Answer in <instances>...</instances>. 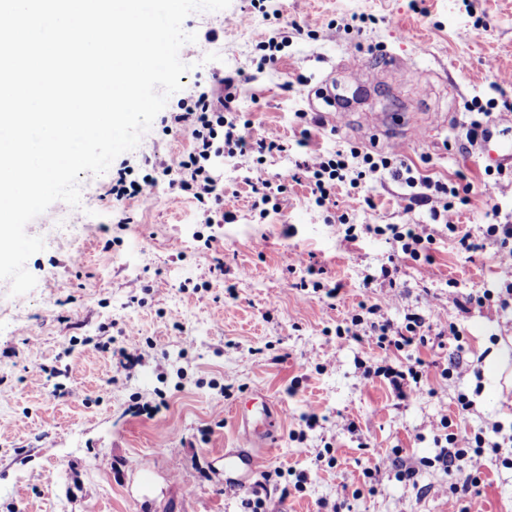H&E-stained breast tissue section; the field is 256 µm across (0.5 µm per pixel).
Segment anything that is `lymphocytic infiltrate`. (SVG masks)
Returning a JSON list of instances; mask_svg holds the SVG:
<instances>
[{"label":"lymphocytic infiltrate","mask_w":512,"mask_h":512,"mask_svg":"<svg viewBox=\"0 0 512 512\" xmlns=\"http://www.w3.org/2000/svg\"><path fill=\"white\" fill-rule=\"evenodd\" d=\"M198 109L194 112L176 114L173 122L176 127L187 129L191 137V146L186 155L178 159L152 162L151 175L142 181L129 182L118 177L112 185L116 197L151 198L159 186L160 180H167L170 187L192 193L203 207L205 223H232L231 214L225 213L222 206V191L214 174L213 162L219 157H233L249 152L265 153L284 151L285 146L278 133L268 130L260 137H252L238 125L228 120L220 108L215 106L214 91L210 88L199 90ZM299 147L308 151L307 157L298 162L297 167L307 177L311 194L318 206H326L336 195L337 184H345L359 189L367 177H390L401 191L398 201L403 210L417 206L430 209L433 221L444 224L446 230L457 239L461 252L470 253L481 249L483 241L496 244L497 263L512 270V223L502 220L501 203H493L491 211L497 221L483 225L481 238H474L470 232L461 230L454 221L453 197L459 196L455 186L417 176L413 168L400 159L397 151L373 153L357 148L336 150L333 152L309 151L308 137H301ZM374 231L387 236L401 252L398 260L382 265L377 274L365 277L364 287L374 283L386 284L387 291L381 301L361 305L359 313L346 321L344 328L338 329V339L372 336L376 345L383 351L403 350L414 343H428L429 336L424 318L416 313L405 316L404 326H395L384 317V306L390 305L398 297L397 280L402 272L404 261H420L427 257L434 235L425 224H388L375 226ZM365 378L384 377L399 398L405 399L416 394L421 384L427 380V371L417 369L413 364L392 366L382 362L365 367ZM441 434L433 441L438 449L436 463L447 473L450 489L470 491L481 483L480 472L473 466V460L485 453L499 454L501 446L490 440L486 431H452V423L442 420Z\"/></svg>","instance_id":"f902f5d3"}]
</instances>
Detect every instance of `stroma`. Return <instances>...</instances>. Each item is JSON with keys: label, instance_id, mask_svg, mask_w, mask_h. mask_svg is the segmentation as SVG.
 Returning <instances> with one entry per match:
<instances>
[{"label": "stroma", "instance_id": "35a3bbf8", "mask_svg": "<svg viewBox=\"0 0 512 512\" xmlns=\"http://www.w3.org/2000/svg\"><path fill=\"white\" fill-rule=\"evenodd\" d=\"M251 10L250 0H231L227 11L185 19L197 40L179 53L191 66L181 90L133 151L104 174L80 173V208L62 201L49 208L56 224L81 216L79 239L47 237L38 217L27 224L45 243L26 263L37 284L14 296L0 280V512H246L247 495L235 488L240 474L225 470L224 453L240 449L234 407L255 392L286 414L275 439L252 450L267 512H329L341 487L349 512H465L469 494L448 490L447 474L430 463L442 417L454 416L458 393L478 386L462 428L498 423L502 437L512 436V312L460 310L467 296L506 279L495 244L467 256L441 228L433 264L407 262L399 302L385 317L458 321L466 336L459 348L431 342L391 353L395 366L417 358L458 365L457 377L433 375L401 400L387 379L362 376V364L381 355L374 338L341 342L336 329L382 295L362 280L388 263L393 246L366 225L422 223L429 213L404 212L389 180L373 183L372 210L338 188L335 211L348 214L359 236L348 247L345 226L329 222L307 180L291 178L299 115L315 112L322 126L311 149L394 146L421 175L444 183L465 175L471 190L455 208L471 233L486 223L490 198L512 209V185L486 175L467 140L470 120L486 126L512 109L465 110L512 76V0H278L277 13L224 21ZM355 14L366 18L362 30L346 27ZM271 37L284 43L278 60L256 70V45ZM387 54L399 67L383 68ZM239 70L246 77L231 89V117L250 122L255 134L277 131L288 150L215 161L233 222L204 223L192 194L164 184L155 201L113 199L118 173L139 180L145 158L187 152L190 137L171 115L192 108L214 77ZM327 77L351 98L332 115L315 92ZM413 104L422 113L418 128L378 132L383 113ZM282 178L286 192L260 216L251 208L252 182ZM297 252L323 269L324 289L342 283L336 297L299 289L307 271L290 269ZM218 257L221 278L212 272ZM131 333L139 359L125 366L116 350ZM310 413L318 417L311 428ZM347 420L356 433L343 430ZM395 451L399 466L369 482L367 459ZM403 466L414 469L413 480L400 479ZM475 466L483 512H512V469L489 454Z\"/></svg>", "mask_w": 512, "mask_h": 512}]
</instances>
